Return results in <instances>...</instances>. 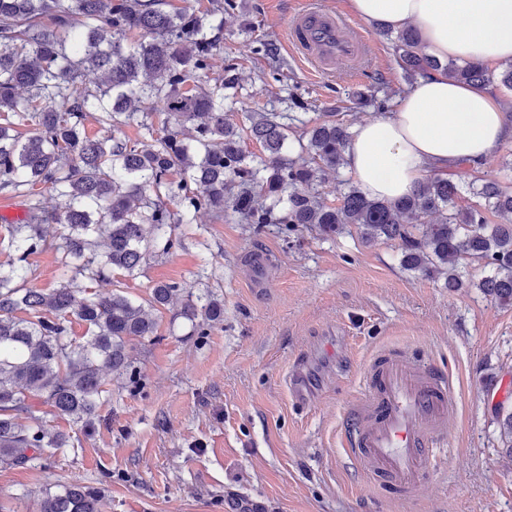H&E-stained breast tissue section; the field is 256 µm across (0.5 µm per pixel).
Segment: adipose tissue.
Returning <instances> with one entry per match:
<instances>
[{
    "instance_id": "1",
    "label": "adipose tissue",
    "mask_w": 512,
    "mask_h": 512,
    "mask_svg": "<svg viewBox=\"0 0 512 512\" xmlns=\"http://www.w3.org/2000/svg\"><path fill=\"white\" fill-rule=\"evenodd\" d=\"M366 22L417 29L425 51L442 60L512 62V0H345ZM489 88L446 74L419 79L398 112L365 121L345 167L373 199L409 194L426 175L463 158L485 159L512 140V120Z\"/></svg>"
}]
</instances>
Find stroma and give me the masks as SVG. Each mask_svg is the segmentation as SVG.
Instances as JSON below:
<instances>
[{
	"mask_svg": "<svg viewBox=\"0 0 512 512\" xmlns=\"http://www.w3.org/2000/svg\"><path fill=\"white\" fill-rule=\"evenodd\" d=\"M303 0H237L224 18V63L239 64L246 109L286 111L358 125L370 96L405 87L393 42L366 29L373 49L356 70L309 75L283 49V18ZM272 52H264L265 44ZM179 246L126 280L130 297L158 283L209 292L224 317L192 336L163 311L153 339L133 345V370L107 375L91 434L41 407L74 447L21 467H0V512H39L45 489L104 488L101 512H512V458L498 406L512 407V306L473 285L404 270L390 242L357 231L288 237L280 224H240L200 213L176 229ZM383 350L426 357L451 374L456 426L415 496L368 485L340 436L352 421L369 360ZM302 396H291V385Z\"/></svg>",
	"mask_w": 512,
	"mask_h": 512,
	"instance_id": "35a3bbf8",
	"label": "stroma"
}]
</instances>
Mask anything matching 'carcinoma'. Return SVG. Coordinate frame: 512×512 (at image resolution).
Segmentation results:
<instances>
[{"instance_id": "1", "label": "carcinoma", "mask_w": 512, "mask_h": 512, "mask_svg": "<svg viewBox=\"0 0 512 512\" xmlns=\"http://www.w3.org/2000/svg\"><path fill=\"white\" fill-rule=\"evenodd\" d=\"M0 0V190L28 200L26 219L0 225V465L23 466L33 453L70 447V435L35 414L34 401L90 431L105 402V376L132 368L131 345L155 335L159 313L181 301L174 317L201 332L222 305L208 292L157 284L139 302L121 290L95 291L119 272L134 278L150 257L179 240L172 228L198 214L224 211L242 224L312 226L333 237L355 227L367 241L398 245L404 269L444 286H465L463 261L491 274L476 287L512 306V184L484 177L468 186L427 177L399 199L369 198L354 183L328 205L320 188L344 165L353 138L339 120L301 121L290 136L286 112L230 119L225 91L238 85L235 64L212 75L224 54V13L236 0ZM395 52L411 81L433 71L467 84L512 90V63L498 73L424 52L417 31L397 32ZM95 76L90 80L89 76ZM162 104L170 122H148ZM94 120L100 137L86 132ZM136 125L143 140L123 128ZM262 153L246 154L243 144ZM50 192L56 204L43 206ZM501 218L491 223L489 215ZM57 226L48 239L45 226ZM50 247L61 279L28 287L29 257ZM85 335L70 336L72 320ZM512 456V409L499 407ZM104 490L70 484L47 492L40 512H100Z\"/></svg>"}]
</instances>
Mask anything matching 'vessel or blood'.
Masks as SVG:
<instances>
[{
  "label": "vessel or blood",
  "instance_id": "1",
  "mask_svg": "<svg viewBox=\"0 0 512 512\" xmlns=\"http://www.w3.org/2000/svg\"><path fill=\"white\" fill-rule=\"evenodd\" d=\"M369 45L365 32H352L322 0H306L284 28L286 51L312 75H329L339 64L359 60ZM354 410L345 436L349 454L376 483L414 495L456 420V396L447 377L426 360L381 352L365 369L364 392Z\"/></svg>",
  "mask_w": 512,
  "mask_h": 512
}]
</instances>
